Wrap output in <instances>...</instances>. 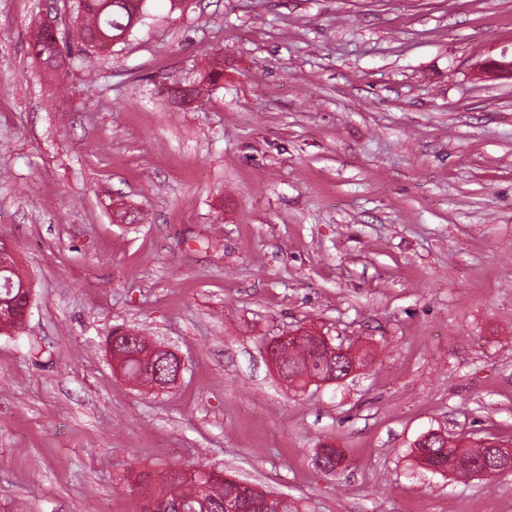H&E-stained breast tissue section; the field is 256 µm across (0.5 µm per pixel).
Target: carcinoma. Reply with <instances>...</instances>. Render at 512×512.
Instances as JSON below:
<instances>
[{
	"label": "carcinoma",
	"mask_w": 512,
	"mask_h": 512,
	"mask_svg": "<svg viewBox=\"0 0 512 512\" xmlns=\"http://www.w3.org/2000/svg\"><path fill=\"white\" fill-rule=\"evenodd\" d=\"M138 2L140 0H81L79 23L73 33L59 39L42 28L32 45V53L47 72L54 74L68 67L75 49L82 54L90 48L110 47L121 42L134 28L132 18ZM28 292L21 273L0 268V312L20 313ZM119 353V366L125 377L142 384H152L149 353L134 345L119 347ZM325 364L326 358L308 336L292 343L289 349H281L278 355V370L282 377L299 387L313 379ZM436 457L443 458L447 467L459 476H469L471 467L493 461L490 448L477 442L468 448H459L453 443L435 447L421 463L430 464ZM340 459L337 448L326 446L316 455L315 463L323 465V470L331 471ZM212 475L213 472L202 469L190 475L179 468L167 470L161 480V491L144 492L141 512H153L152 506L160 501L170 512H224L226 500L238 499L245 507L255 496L259 497L261 512H290L288 502L273 491L262 493L253 489L242 492L237 485L214 480Z\"/></svg>",
	"instance_id": "obj_1"
}]
</instances>
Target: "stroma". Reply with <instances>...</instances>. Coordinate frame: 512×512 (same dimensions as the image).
Returning a JSON list of instances; mask_svg holds the SVG:
<instances>
[{
	"instance_id": "stroma-1",
	"label": "stroma",
	"mask_w": 512,
	"mask_h": 512,
	"mask_svg": "<svg viewBox=\"0 0 512 512\" xmlns=\"http://www.w3.org/2000/svg\"><path fill=\"white\" fill-rule=\"evenodd\" d=\"M143 5L54 80L31 34L76 0H0V238L34 298L0 331V512H140L138 479L206 464L301 512H512V472L412 453L512 447V0ZM115 326L178 384L119 373ZM298 330L360 371L290 388L266 345ZM313 333L315 334L314 339L319 344L320 349L323 350V348H325L327 356L332 360V368L329 371H326L323 375L318 376L317 383L330 384L343 380L337 378V375L342 374V370L337 374L336 364L341 365L340 367H342L344 357L350 355L351 351H349V349H345L342 345H333L327 336H324L319 332L313 331ZM492 447L501 448V445L497 442L487 443ZM439 444L435 445V448H432L429 456L426 459H420L421 463L427 464H435V457H442L443 462L447 464V468L459 476H470L471 471L470 468L476 465H484L493 462V454L491 453L490 448L481 446L479 443H474L471 447L468 448H458L453 443H448V446L438 448ZM459 461V465H455V461ZM425 465V464H424Z\"/></svg>"
}]
</instances>
